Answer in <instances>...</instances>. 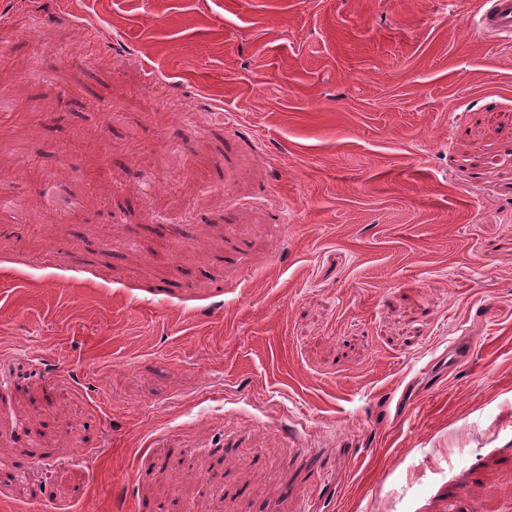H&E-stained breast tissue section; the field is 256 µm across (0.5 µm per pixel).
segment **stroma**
I'll return each mask as SVG.
<instances>
[{"instance_id":"obj_1","label":"stroma","mask_w":512,"mask_h":512,"mask_svg":"<svg viewBox=\"0 0 512 512\" xmlns=\"http://www.w3.org/2000/svg\"><path fill=\"white\" fill-rule=\"evenodd\" d=\"M480 4L0 0V512H512Z\"/></svg>"}]
</instances>
